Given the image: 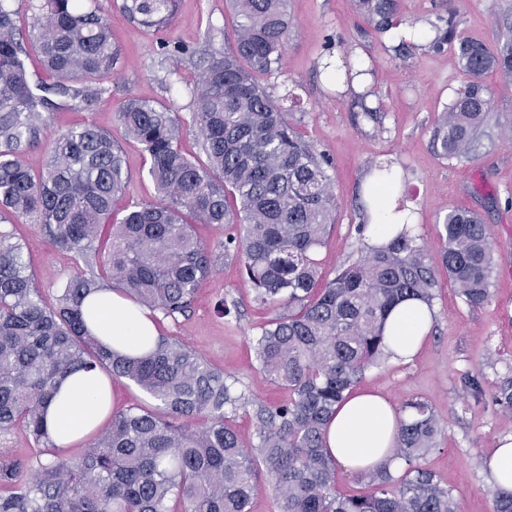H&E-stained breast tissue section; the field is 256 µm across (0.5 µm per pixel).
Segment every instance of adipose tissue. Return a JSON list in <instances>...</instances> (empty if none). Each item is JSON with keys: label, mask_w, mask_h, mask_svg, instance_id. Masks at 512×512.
Instances as JSON below:
<instances>
[{"label": "adipose tissue", "mask_w": 512, "mask_h": 512, "mask_svg": "<svg viewBox=\"0 0 512 512\" xmlns=\"http://www.w3.org/2000/svg\"><path fill=\"white\" fill-rule=\"evenodd\" d=\"M88 324L93 333L112 349L127 354L141 351L144 340L157 332L146 309L118 290L105 289L86 300ZM434 309L417 299L398 304L386 324V344L394 360L410 362L422 346L434 322ZM104 378L97 373H77L66 378L59 394L47 406L57 446L67 447L86 440L107 417L110 396L101 392ZM400 414L384 396L360 392L347 396L325 428L326 446L333 458L353 472L379 465L395 470L393 458Z\"/></svg>", "instance_id": "obj_1"}]
</instances>
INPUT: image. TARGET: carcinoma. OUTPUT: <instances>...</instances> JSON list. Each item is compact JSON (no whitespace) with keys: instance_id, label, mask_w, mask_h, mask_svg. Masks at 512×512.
<instances>
[{"instance_id":"cac0c4a2","label":"carcinoma","mask_w":512,"mask_h":512,"mask_svg":"<svg viewBox=\"0 0 512 512\" xmlns=\"http://www.w3.org/2000/svg\"><path fill=\"white\" fill-rule=\"evenodd\" d=\"M375 30L398 41L402 57L425 47L457 46L463 84L433 129L443 156L467 158L492 106L483 78L512 79V34L495 49L458 37L456 12L428 21L433 35L414 40L415 22L399 16L400 0H355ZM234 47L203 69L193 89L194 120L207 163L178 146L181 121L167 107L129 97L118 112L125 132L150 158L157 201L135 204L112 222L129 172L112 133L94 125L55 136L44 169L25 152L38 144L45 113L65 104L93 110L106 93L119 49L95 0H39L34 34L24 47L12 0H0V432L26 431L37 468L21 478L0 455V512H250L266 482L278 512H459L450 489L420 465L441 427L422 401L405 405L394 456L406 469L364 474L368 491L336 489V460L324 428L366 369L386 357L385 327L404 299L432 304L435 275L417 238L403 227L391 242L318 286V251L336 220L329 162L291 123L288 108L258 84L279 69L288 40L287 0H232ZM177 0H123L137 25L167 28ZM36 52L44 75L27 67ZM80 86H75V83ZM372 200L398 187L391 166L376 164ZM34 217L52 243L71 254L78 273L56 302L41 295L23 245L2 214ZM112 225L102 252L97 242ZM196 224L238 225L224 245L254 285L262 305L280 312L253 344L259 369L288 389V400L260 406L257 442L246 446L233 415L249 398L197 352L159 335L136 356L105 347L87 328L84 300L104 288L126 292L165 317L190 307L216 259ZM443 265L466 305L490 297L493 247L478 216L452 208L442 221ZM105 371L134 382L156 406L112 414L110 428L85 456L71 461L51 437L44 408L76 370ZM493 512H512V491H491Z\"/></svg>"}]
</instances>
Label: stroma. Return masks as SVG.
Returning <instances> with one entry per match:
<instances>
[{
    "mask_svg": "<svg viewBox=\"0 0 512 512\" xmlns=\"http://www.w3.org/2000/svg\"><path fill=\"white\" fill-rule=\"evenodd\" d=\"M121 2L97 0L121 48L117 72L104 82L103 101L90 112L62 108L49 113L37 146L24 157L38 172L57 133L83 123L111 131L130 174L125 194L114 204L118 216L131 204L157 199L148 155L118 120L122 103L134 95L178 112L180 149L204 159L202 136L193 122V89L200 69L231 43L236 22L227 0H179L171 28L153 32L132 22ZM452 7L462 36L488 46H496L500 33L512 28V0H453ZM288 14L283 64L257 81L276 98L297 86L300 102L291 121L330 162L336 223L319 251L322 280L365 255L367 241L358 233L366 220L360 209L362 186L373 164L386 160L401 173L405 202L417 213L415 233L437 280L436 319L425 345L408 363L382 359L366 370L358 387L383 394L398 408L409 400L427 403L442 435L423 466L452 490L460 512H492L485 459L498 439L512 435V410L494 400L500 383L512 376V268L503 259L512 243V143L503 138L504 130L512 129V86L497 72L485 75L493 91L487 121L468 159L447 160L439 156L432 131L462 83L453 47L400 57L392 39L377 33L353 0H289ZM347 48L354 60L372 64L373 72L339 84L326 76L322 63ZM366 104L381 106L380 122L365 118ZM452 207L476 212L495 246L491 297L478 307L463 302L443 266L441 221ZM16 234L42 296L55 301L74 271L72 257L54 249L34 219H20ZM197 234L219 261L188 311L161 318L160 331L201 354L248 395L235 425L252 444L258 406L288 398L284 386L259 372L252 348L276 310L256 302L236 260L225 256L227 229L201 224ZM474 377L481 385L476 394L466 386Z\"/></svg>",
    "mask_w": 512,
    "mask_h": 512,
    "instance_id": "35a3bbf8",
    "label": "stroma"
}]
</instances>
